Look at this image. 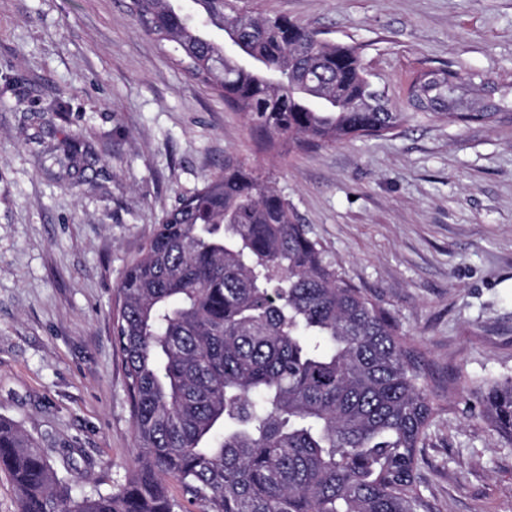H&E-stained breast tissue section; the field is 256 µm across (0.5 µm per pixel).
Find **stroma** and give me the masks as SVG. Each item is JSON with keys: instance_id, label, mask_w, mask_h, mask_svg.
Wrapping results in <instances>:
<instances>
[{"instance_id": "35a3bbf8", "label": "stroma", "mask_w": 512, "mask_h": 512, "mask_svg": "<svg viewBox=\"0 0 512 512\" xmlns=\"http://www.w3.org/2000/svg\"><path fill=\"white\" fill-rule=\"evenodd\" d=\"M127 3L0 0V418L73 495L125 482L136 440L117 286L155 224L235 157L272 175L420 353L439 410L416 480L434 512H512V441L478 414L480 388L512 376V123L419 116L265 153ZM237 5L357 46L399 112L424 69L512 83V0Z\"/></svg>"}]
</instances>
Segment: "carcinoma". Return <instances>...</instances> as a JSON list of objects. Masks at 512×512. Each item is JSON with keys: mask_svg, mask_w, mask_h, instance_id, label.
<instances>
[{"mask_svg": "<svg viewBox=\"0 0 512 512\" xmlns=\"http://www.w3.org/2000/svg\"><path fill=\"white\" fill-rule=\"evenodd\" d=\"M134 0L146 33L259 131L261 145L393 133L405 112L364 110L377 90L359 49L327 42L235 0ZM233 30L248 58L214 30ZM321 75L320 92L304 79ZM423 96L444 106L467 77ZM512 122L508 93L484 112ZM112 321L138 466L111 493L72 495L36 440L0 419V470L19 512H433L415 480L438 411L418 352L377 302L336 269L267 177L229 158L168 212L126 268ZM481 416L512 438V376L481 392Z\"/></svg>", "mask_w": 512, "mask_h": 512, "instance_id": "obj_1", "label": "carcinoma"}]
</instances>
